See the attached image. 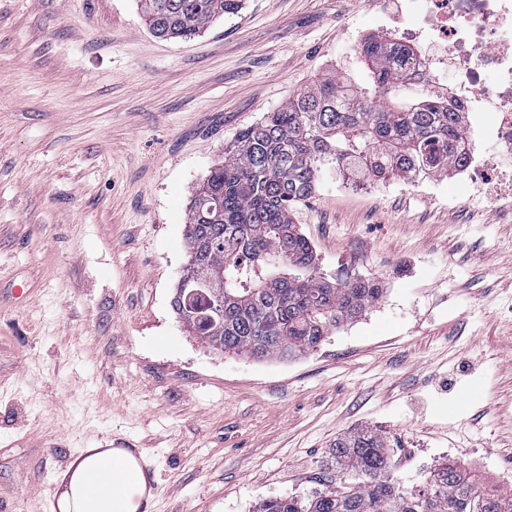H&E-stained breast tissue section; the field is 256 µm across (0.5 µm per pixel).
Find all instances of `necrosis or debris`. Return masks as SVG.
Returning <instances> with one entry per match:
<instances>
[{"label": "necrosis or debris", "instance_id": "necrosis-or-debris-1", "mask_svg": "<svg viewBox=\"0 0 512 512\" xmlns=\"http://www.w3.org/2000/svg\"><path fill=\"white\" fill-rule=\"evenodd\" d=\"M420 40L439 49L420 71L433 96H442L447 69L457 75L468 151L454 169L462 198L488 194L497 175L512 183V0H425L399 36L407 46Z\"/></svg>", "mask_w": 512, "mask_h": 512}]
</instances>
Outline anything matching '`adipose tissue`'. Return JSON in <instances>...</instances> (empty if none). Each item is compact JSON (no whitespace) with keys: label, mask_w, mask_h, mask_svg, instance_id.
<instances>
[{"label":"adipose tissue","mask_w":512,"mask_h":512,"mask_svg":"<svg viewBox=\"0 0 512 512\" xmlns=\"http://www.w3.org/2000/svg\"><path fill=\"white\" fill-rule=\"evenodd\" d=\"M57 482L61 512H137L147 490L138 459L123 448H89Z\"/></svg>","instance_id":"1"}]
</instances>
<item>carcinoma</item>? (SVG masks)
<instances>
[{
	"label": "carcinoma",
	"mask_w": 512,
	"mask_h": 512,
	"mask_svg": "<svg viewBox=\"0 0 512 512\" xmlns=\"http://www.w3.org/2000/svg\"><path fill=\"white\" fill-rule=\"evenodd\" d=\"M244 0H138L151 33L191 39ZM372 85L334 75L315 80L266 118L241 131L196 188L185 226L186 273L224 275V318L202 325L172 308L208 347L255 360L315 350L330 332L361 317L383 294L360 276L328 278L294 205L331 168L369 179L437 177L465 158L462 113L446 100L402 95L421 65L411 47L381 36L362 46ZM334 474L321 488L259 501L255 512H512V493L486 492L457 463L404 490L389 469L386 438L369 427L336 437Z\"/></svg>",
	"instance_id": "1"
}]
</instances>
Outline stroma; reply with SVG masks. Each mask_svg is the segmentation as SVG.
Listing matches in <instances>:
<instances>
[{
	"mask_svg": "<svg viewBox=\"0 0 512 512\" xmlns=\"http://www.w3.org/2000/svg\"><path fill=\"white\" fill-rule=\"evenodd\" d=\"M406 0H245L163 40L137 0H0V506L58 512L86 448L149 456L148 512H254L316 488L336 436L389 441L406 489L448 460L512 474V199L453 176L325 178L293 220L324 273L385 293L288 361L220 354L171 299L191 196L224 149Z\"/></svg>",
	"mask_w": 512,
	"mask_h": 512,
	"instance_id": "35a3bbf8",
	"label": "stroma"
}]
</instances>
